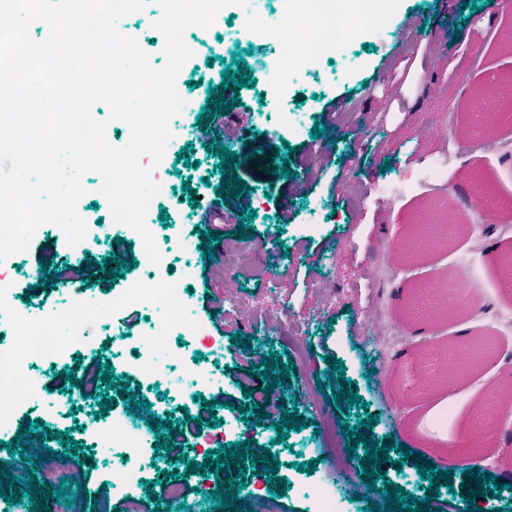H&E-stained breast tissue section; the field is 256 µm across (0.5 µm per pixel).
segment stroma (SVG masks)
I'll return each instance as SVG.
<instances>
[{
	"mask_svg": "<svg viewBox=\"0 0 512 512\" xmlns=\"http://www.w3.org/2000/svg\"><path fill=\"white\" fill-rule=\"evenodd\" d=\"M463 0H400L381 31L366 33L337 51L331 62L301 69L289 83L283 99L270 85L273 44L249 45L246 38L219 41L222 23L208 29H190L185 39L194 52L179 78L186 84L187 107L182 123L168 144L160 171L174 187L162 208L161 251L170 275L190 294L188 322L194 332L212 340L203 349L200 376L180 367L167 370L164 386L148 389L130 383L120 366L132 351L122 337L141 331L145 311L127 304L97 319L95 309L127 288H140L147 278L140 265V245L131 244L125 227L110 223L105 198L87 193L78 212L87 223H101L99 236L77 248L52 231L32 240L9 272L18 293L27 295V311L35 328L47 327L66 336L71 327L63 314L66 302L77 301L89 319L86 336L78 345L79 359L43 362L32 376L41 385L37 395L17 396L16 416L0 440L11 441L24 425L39 420L54 431H69L83 441L84 425L98 409L100 393L113 399L112 411L137 422L147 452L155 450V428L150 417L171 419L182 430L189 461L203 458L206 442L197 434L195 416H230V404L245 400L259 404L271 424L243 422L239 440L253 441L256 454L275 451L281 463L276 474L295 482V491L278 497L264 493L266 512H314L305 484L336 482L334 453L316 434V424L336 417L334 406L314 386L316 375L330 370L332 361L343 362L375 415L373 436L412 444L434 460L439 470L454 471L455 486H468L464 475L468 459L482 460L484 471L495 481L512 483V275L502 256L512 254V140L495 152L433 145L420 155L422 129L447 124L456 116V136L471 137L478 118L475 102L487 87L509 101L510 109L496 113L489 133L512 128V42L501 31L512 30V14L496 12L488 0H476L479 13L462 18ZM460 39H453V32ZM251 49L246 59L257 83L248 87L223 84L224 59L236 48ZM436 72H427L428 59ZM218 88L233 109L213 117L211 134L221 144L251 159L239 163L236 174L248 190L224 207L223 232L237 229L244 212H253L256 231L246 241L262 275L239 269L238 258L224 254L215 244V259L205 262L199 248L207 230L201 215L219 199L222 176L218 157L203 148L199 134L189 130L206 105L209 88ZM324 135L312 137L315 125ZM187 151L194 167L176 163ZM290 156L295 176L307 182L299 194L291 193V179L274 174L273 163ZM445 165L441 185L423 181L424 172ZM294 176V177H295ZM360 182L374 187L365 203H352L341 191L343 184ZM191 192H183V185ZM197 204H190V197ZM442 204L461 220L442 245L420 254L405 255L399 268L386 277L368 278L363 271L383 265L386 241L392 236L411 238L420 213ZM129 262L130 270L116 281L104 280L100 265L111 255ZM46 268H39V261ZM466 277L471 291L485 310L473 315L440 309L438 322L414 319L407 306L420 291L443 276ZM395 313L402 323L401 337L390 344L379 341L364 314L371 305ZM278 314L302 329L299 346H290L280 328L270 329L265 319ZM243 334L247 348L235 346L231 337ZM491 337L494 355L464 375L446 363L450 347L473 338ZM295 357L294 374L284 384L269 387L265 378L251 375V365L263 355ZM109 366L117 381L135 393L128 403L120 390L97 382L95 392L71 401L64 369ZM295 405L301 431L290 432L279 447L271 441L283 406ZM56 458L44 461L53 482L70 479L83 484L74 505L57 504V512H156L144 485L114 490L112 454L107 447L87 449L85 465H77L59 441H51ZM316 463L314 473L298 471L297 458ZM186 464H167L165 471L181 474L185 512H211L206 493L212 474L196 475Z\"/></svg>",
	"mask_w": 512,
	"mask_h": 512,
	"instance_id": "35a3bbf8",
	"label": "stroma"
}]
</instances>
